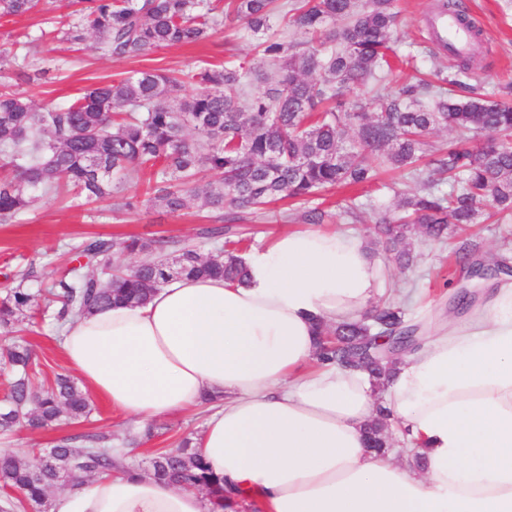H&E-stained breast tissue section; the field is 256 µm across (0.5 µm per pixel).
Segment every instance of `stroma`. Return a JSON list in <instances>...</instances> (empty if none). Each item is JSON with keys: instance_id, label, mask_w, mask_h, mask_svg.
Segmentation results:
<instances>
[{"instance_id": "35a3bbf8", "label": "stroma", "mask_w": 512, "mask_h": 512, "mask_svg": "<svg viewBox=\"0 0 512 512\" xmlns=\"http://www.w3.org/2000/svg\"><path fill=\"white\" fill-rule=\"evenodd\" d=\"M438 0H396L399 56L411 57L410 65L399 68L386 84L394 93L412 82L421 72L439 71L454 75L453 62L446 51L431 42L427 18ZM469 14L482 26V66L471 83L477 92L497 91L499 83L512 79V0H462ZM69 0H42L37 12L0 19V86L8 87L41 108L56 107L95 84L117 81L138 72L158 70L178 74L201 63L221 64L228 59L253 63L254 38L242 24H218L208 39L197 45L161 47L146 55L114 58L76 46L64 33L73 23ZM414 181L392 172L381 174L375 187H336L326 191L316 204L331 213L330 228L373 240L374 221L379 213L392 210L398 197L415 191ZM146 186L128 182L112 197L90 201L77 189L66 188L58 196L36 200L13 222L0 224V284L6 276L34 266L42 277H50L68 262L74 249L95 238L166 236L198 245L210 254L212 244L203 238L205 228L222 224V214L190 203L181 214H170L145 200ZM140 195L139 210L124 208L126 197ZM289 203L279 200L268 205L264 218L241 225L247 248L268 243L286 229L280 218ZM414 265L407 270L390 268L387 287L400 289L409 317L448 303L462 280L455 253L466 249L473 258H492L498 252L512 254L511 224H479L465 227L445 243L420 237L411 240ZM32 345L45 379L70 374L59 344L60 331L51 320L33 316L19 324ZM94 411L81 428L116 438L136 436L128 457L136 471L149 472L152 458L175 447L184 437H197L210 413L198 406L177 414L148 421L129 417L111 408L99 396L91 398Z\"/></svg>"}]
</instances>
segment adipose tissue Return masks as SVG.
<instances>
[{
	"instance_id": "ef3b65f1",
	"label": "adipose tissue",
	"mask_w": 512,
	"mask_h": 512,
	"mask_svg": "<svg viewBox=\"0 0 512 512\" xmlns=\"http://www.w3.org/2000/svg\"><path fill=\"white\" fill-rule=\"evenodd\" d=\"M244 282L160 288L66 325L81 381L122 413L163 417L218 403L195 440L236 512H512V278L480 280L464 314L425 318L427 340L382 393L406 446L379 456L368 373L319 361L326 329L362 318L385 268L365 240L288 230L244 254ZM195 490L115 472L50 512H212Z\"/></svg>"
}]
</instances>
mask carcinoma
I'll list each match as a JSON object with an SVG mask.
<instances>
[{
    "label": "carcinoma",
    "instance_id": "carcinoma-1",
    "mask_svg": "<svg viewBox=\"0 0 512 512\" xmlns=\"http://www.w3.org/2000/svg\"><path fill=\"white\" fill-rule=\"evenodd\" d=\"M40 0H0V17L32 13ZM78 16L66 39L82 43L86 32L98 38L97 50L116 57H138L161 47L197 43L231 9L256 39V65L276 67L262 92L247 93L244 78L251 68L226 61L203 63L178 76L140 71L119 81L93 85L62 108L36 110L33 102L0 89V159L14 176L0 178V221H11L27 209L31 193L58 194L71 185L89 199H105L131 179L149 175L153 200L178 213L188 199L202 200L224 211V223L239 224L277 199L303 202L338 185H371L378 174L398 170L423 183L421 191L400 199L397 215L380 218L389 243L388 261L405 267L412 261L406 247L416 228L428 240L448 237L450 225L480 224L485 200L497 213L512 215V84L490 95L460 96L444 87L448 78H420L397 94L383 86L397 57L394 0H70ZM454 15L473 36L481 35L459 0H441L433 16ZM281 17L300 42L273 30ZM341 21V28L336 22ZM197 91L188 97L179 92ZM369 88V96L341 99L344 90ZM452 127L457 139L445 150L428 137ZM354 136H349V133ZM478 149L469 146L479 135ZM448 176L452 190L423 180L418 163ZM285 220L325 224L320 207H300ZM216 254L202 255L196 245L159 237L123 241L95 238L76 257L77 265L51 285L60 303L55 319L61 326L115 302L146 303L171 281L222 276L242 282L246 269L236 254L240 241L225 240ZM139 255L125 270L113 269L116 253ZM93 264L96 271L84 268ZM39 294L21 279L0 295V332L14 333L19 317L37 304ZM415 324L394 301L380 302L358 323L336 326L332 340L320 345L319 359L367 372L382 388L390 363L363 358L370 336L409 332ZM10 371L8 392L0 402V434L22 426L75 423L92 411L91 400L70 377L60 375L41 387V374L28 342L15 336L0 350ZM391 413L378 409L368 426L370 447H388ZM191 442L159 453L151 475L182 487L208 490L214 505L224 507L227 491L203 459L188 451ZM126 472L123 449L112 436L81 432L63 436L54 446L21 459L0 452V487L17 495L33 512H48V492L61 482Z\"/></svg>",
    "mask_w": 512,
    "mask_h": 512
}]
</instances>
